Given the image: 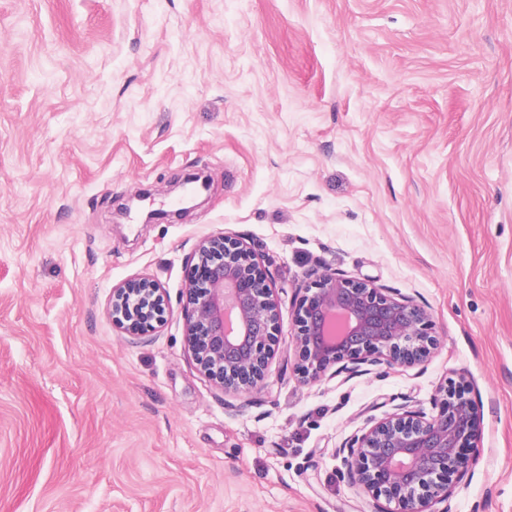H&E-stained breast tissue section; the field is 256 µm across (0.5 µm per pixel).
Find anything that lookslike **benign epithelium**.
Here are the masks:
<instances>
[{
	"mask_svg": "<svg viewBox=\"0 0 512 512\" xmlns=\"http://www.w3.org/2000/svg\"><path fill=\"white\" fill-rule=\"evenodd\" d=\"M182 298L189 350L218 388L237 395L260 387L279 343V312L268 273L242 240H201L190 257ZM163 291L149 278L112 289V318L129 336L164 321ZM295 371L306 383L371 367L419 364L437 345L427 312L398 291L333 270L304 288L296 307ZM433 415L399 404L336 449L341 473L373 498L374 512H452V477L471 476L480 452V419L466 377L442 385Z\"/></svg>",
	"mask_w": 512,
	"mask_h": 512,
	"instance_id": "1",
	"label": "benign epithelium"
}]
</instances>
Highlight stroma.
Here are the masks:
<instances>
[{"label":"stroma","instance_id":"1","mask_svg":"<svg viewBox=\"0 0 512 512\" xmlns=\"http://www.w3.org/2000/svg\"><path fill=\"white\" fill-rule=\"evenodd\" d=\"M203 204L159 224L187 174ZM251 243L281 340L245 397L184 336L188 257ZM396 288L437 350L310 385L300 288ZM156 280L127 335L114 286ZM466 376L454 512H512V0H0V512H372L335 449ZM163 291L157 281L135 278L112 289V318L127 335L145 336L164 321Z\"/></svg>","mask_w":512,"mask_h":512}]
</instances>
